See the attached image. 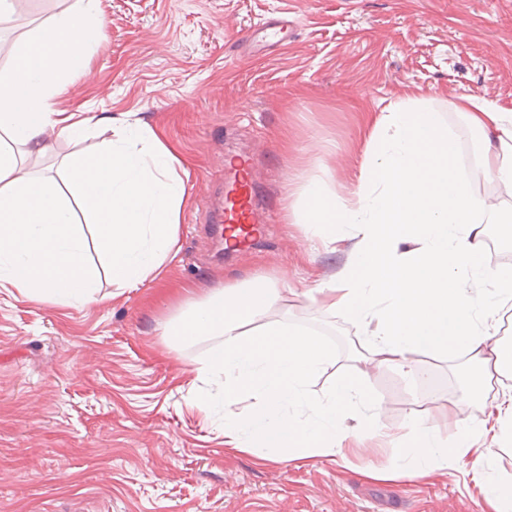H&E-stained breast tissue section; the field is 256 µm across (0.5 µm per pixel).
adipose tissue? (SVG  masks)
Here are the masks:
<instances>
[{"mask_svg": "<svg viewBox=\"0 0 512 512\" xmlns=\"http://www.w3.org/2000/svg\"><path fill=\"white\" fill-rule=\"evenodd\" d=\"M22 41L0 39V54L13 61L0 76V286L60 305L91 300L99 272L74 213L54 177L27 175L28 161L45 155L47 129L76 139L90 119L59 117L55 84L83 69L86 49L100 35V0H77ZM468 124L488 143L485 171L512 198V113L476 95L462 97ZM376 133L359 177L346 195L308 182L292 207L296 224H316L324 241L340 250L348 228L359 240L337 287L309 288L306 297L363 323L367 360L413 372L412 353L470 354L476 374L467 393L480 403L475 430L482 446L450 447L428 427L417 426L412 456L439 465L471 461L476 486L489 512H512V482L484 481L482 470L495 455L502 426L512 422V391L489 398L491 380L512 373V352L495 338L497 314L512 302V269L483 268L479 225L512 224V205L476 197L458 173L453 145L436 112L423 99L405 96L374 120ZM388 129L390 137H378ZM179 159L154 131L129 130L97 153L75 159L68 177L83 208L95 218V246L113 285L138 288L176 255L180 212L187 190ZM496 284L495 302L475 305L469 287ZM292 287L255 277L208 289L185 299L178 316L159 323L160 335L191 342L220 337L197 370L200 379L223 383L224 433L238 452L267 461L327 460L349 454L341 416L347 400L363 388L361 375L340 376L328 404H313L318 420L300 422L285 409L307 401L308 381L331 354L313 334L299 328L257 324V317ZM254 399L251 413L232 407Z\"/></svg>", "mask_w": 512, "mask_h": 512, "instance_id": "obj_1", "label": "adipose tissue"}]
</instances>
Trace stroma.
<instances>
[{"instance_id": "obj_1", "label": "stroma", "mask_w": 512, "mask_h": 512, "mask_svg": "<svg viewBox=\"0 0 512 512\" xmlns=\"http://www.w3.org/2000/svg\"><path fill=\"white\" fill-rule=\"evenodd\" d=\"M100 9L108 35L53 102L108 122L78 141L48 132L35 172L62 178L116 129L149 127L188 173L179 252L142 287L119 289L103 275L93 300L72 306L0 287V512H486L470 467L420 464L407 449L419 422L445 444L467 440L480 414L461 378L469 355H414L438 382L430 391L359 363L362 323L288 296L261 320L329 348L310 399L327 404L341 371L365 373L363 400L343 416L364 453L349 468L263 463L230 450L221 410L194 400L205 386L195 368L214 339L171 345L157 327L187 286L199 296L258 276L338 284L356 235L330 251L307 225L285 223L286 196L311 180L344 194L364 158L365 117L405 94L438 113L472 191L498 198L480 164L483 139L458 104L473 94L512 110V0H100ZM279 16L295 19L291 37L250 53L256 25ZM246 157L272 222L228 253L216 231L224 161ZM381 463L405 477L362 476Z\"/></svg>"}]
</instances>
